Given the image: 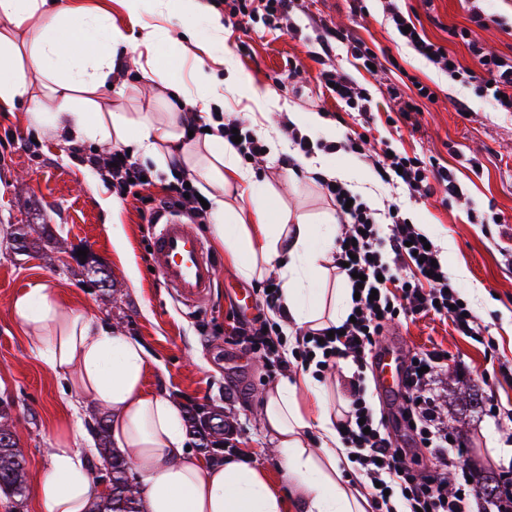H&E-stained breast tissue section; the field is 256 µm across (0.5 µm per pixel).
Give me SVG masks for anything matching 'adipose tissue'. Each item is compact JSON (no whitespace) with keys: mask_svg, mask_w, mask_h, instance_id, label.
Segmentation results:
<instances>
[{"mask_svg":"<svg viewBox=\"0 0 512 512\" xmlns=\"http://www.w3.org/2000/svg\"><path fill=\"white\" fill-rule=\"evenodd\" d=\"M151 0H123L133 37L116 25H100L79 10L80 25L67 21L55 0H0V107L13 111L30 101L32 123H49L57 138L74 143L96 140L132 149L160 166L176 165L199 178L211 202V232L243 279L262 281L276 274L283 282V305L292 329L341 324L350 310L348 289L318 298L336 240L332 224L316 225L291 216L243 169L237 150L218 133L184 140L183 113L101 111L96 97L113 72L135 58L138 43H152L155 26L144 22ZM183 21V34L199 50L190 84L172 80L166 60L148 62L145 83L189 98L198 115L223 107L225 92L240 88L233 65L210 54L220 25L198 31L196 0H152ZM53 14L54 24L36 26L34 16ZM225 77H218L217 66ZM51 92L40 103L30 81ZM12 313L26 331L32 353L56 376L72 384L78 404L107 409L111 440L140 470L147 512H369L364 489L350 482L353 465L327 406L323 385L312 378L281 379L264 395V424L276 444L287 489L272 485L263 469L245 456L206 464L187 448L183 407L145 387L149 357L135 339L83 313L66 310L46 284L17 295ZM81 422H72L53 448L37 481L46 512H87L98 489L88 457L78 448Z\"/></svg>","mask_w":512,"mask_h":512,"instance_id":"ef3b65f1","label":"adipose tissue"}]
</instances>
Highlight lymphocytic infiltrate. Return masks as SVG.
<instances>
[{
	"mask_svg": "<svg viewBox=\"0 0 512 512\" xmlns=\"http://www.w3.org/2000/svg\"><path fill=\"white\" fill-rule=\"evenodd\" d=\"M384 11L403 41L418 55L450 77L474 85L498 110L512 112V58L485 53L463 29L459 36L467 40L475 66L462 67L447 48L420 33L395 0H388ZM373 167L377 175L401 181L410 193L429 195L432 182L438 181L448 186L449 197L457 195V185L447 168L418 157L385 153L374 160ZM328 195L343 219L333 264L360 293L359 300L352 303L350 320L343 322L340 334L334 336L324 328L309 330L307 339L299 341L293 353H286L281 323L286 312L281 292L275 289L261 296L263 314L236 322L232 339L245 352L260 355L280 372L292 364L320 375L335 368H351L350 411L338 428L346 453L355 457L366 481L375 512H471V483L461 484L454 491L448 488L447 472L457 465L459 451L456 442L440 432L430 394V381L440 370L444 353L416 352L405 372L408 420L418 443L432 454L434 463L429 471L410 466L406 450L399 448L388 433L384 419L365 399L361 384L379 336L399 317L446 315L460 335L470 338L479 336L484 326L471 307L464 305L457 286L440 265L439 249L424 247L415 226L402 222L399 214L392 212L387 215V223H377L365 203L354 199L345 186L329 190ZM270 311L275 313V320L267 319Z\"/></svg>",
	"mask_w": 512,
	"mask_h": 512,
	"instance_id": "1",
	"label": "lymphocytic infiltrate"
}]
</instances>
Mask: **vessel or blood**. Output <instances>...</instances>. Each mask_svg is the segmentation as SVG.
I'll return each instance as SVG.
<instances>
[{
    "label": "vessel or blood",
    "mask_w": 512,
    "mask_h": 512,
    "mask_svg": "<svg viewBox=\"0 0 512 512\" xmlns=\"http://www.w3.org/2000/svg\"><path fill=\"white\" fill-rule=\"evenodd\" d=\"M151 249L152 266L167 288L188 302L207 296L217 267L191 225L166 220L156 231Z\"/></svg>",
    "instance_id": "vessel-or-blood-1"
}]
</instances>
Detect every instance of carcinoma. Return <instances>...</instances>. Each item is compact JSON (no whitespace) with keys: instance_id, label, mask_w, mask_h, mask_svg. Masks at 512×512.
<instances>
[{"instance_id":"cac0c4a2","label":"carcinoma","mask_w":512,"mask_h":512,"mask_svg":"<svg viewBox=\"0 0 512 512\" xmlns=\"http://www.w3.org/2000/svg\"><path fill=\"white\" fill-rule=\"evenodd\" d=\"M188 425L198 447H224V442L218 438V434L224 428L221 414L199 408L189 413ZM95 435L98 438L100 452L110 456L113 495L100 498L93 504L90 512H145L137 485L130 480L129 460L109 446L107 418L102 417L97 421ZM26 483L25 459L21 451L14 443L0 446V484L5 485L3 491L11 492L16 487L23 491L26 489Z\"/></svg>"}]
</instances>
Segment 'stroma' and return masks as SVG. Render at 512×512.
<instances>
[{"instance_id": "1", "label": "stroma", "mask_w": 512, "mask_h": 512, "mask_svg": "<svg viewBox=\"0 0 512 512\" xmlns=\"http://www.w3.org/2000/svg\"><path fill=\"white\" fill-rule=\"evenodd\" d=\"M384 0H367L363 14H353L349 0H294L287 16L272 23L255 12L249 23L231 18L228 6L199 0V26L218 20L221 36L215 55L231 58L245 83L269 89L280 111L262 115L245 93H225L223 116L244 121L246 128L265 135L281 126L289 113L317 112L327 127L312 136L313 146H330V161L352 163L362 187L384 203L398 204L403 219L417 225L439 248L449 277L486 325L495 349L459 335L450 319L428 315L389 324L383 333L401 357L439 350L448 358L436 375L433 392L438 420L461 444L462 461L450 470L452 485L474 472L496 469L512 457V430L491 417L489 405L512 410V112L497 111L475 95L471 86L450 80L444 72L399 41L383 12ZM427 36L444 45L463 67L474 61L452 29L470 27L472 39L490 52L512 56V35L491 24L471 26L474 13L512 20V0H403ZM342 30L349 39L363 40L378 56L381 67L368 73L347 42L333 43L323 52L327 30ZM343 73L371 98L369 124L336 99L326 78ZM429 86L434 100H421L420 110L403 118L390 96L399 89L409 96V81ZM125 88L116 98L101 89L103 110L167 112L176 101L168 91L142 87L137 68L126 67L114 79ZM27 103L13 112H0V401L11 407L12 431L27 471L23 496L0 492V512H45L36 492L39 473L56 444L71 393L30 352L22 327L11 313L21 291L42 282L67 308L112 326L123 336L138 339L158 365L146 386L179 399L184 408L201 405L223 414L228 428L224 446L209 456V464L239 454L249 455L279 488L286 477L266 430L262 402L271 382L268 366L258 355L235 346L229 333L239 313L232 294L246 289L259 300L260 285L236 275L223 250L214 247L208 224L196 232L210 246L218 275L211 296L194 304L180 301L149 270V247L155 227L150 219L156 202L171 193L175 172L149 164L152 183L118 196L119 214L103 209L99 199L107 183L96 158L106 150L87 140L71 145L45 127L31 123ZM362 132L357 145L346 136ZM390 150L418 156L447 167L460 189L447 199L443 186L430 197L410 198L400 185L377 178L369 154ZM256 179L277 194L291 215L315 224L335 216L336 208L319 184V173L282 169L278 157L263 155L250 161ZM119 224L121 245H114L112 224ZM27 234L29 250L16 248L17 231ZM90 263H83V256ZM110 275L112 285L95 284V271ZM484 391L482 407L469 409L456 390Z\"/></svg>"}]
</instances>
